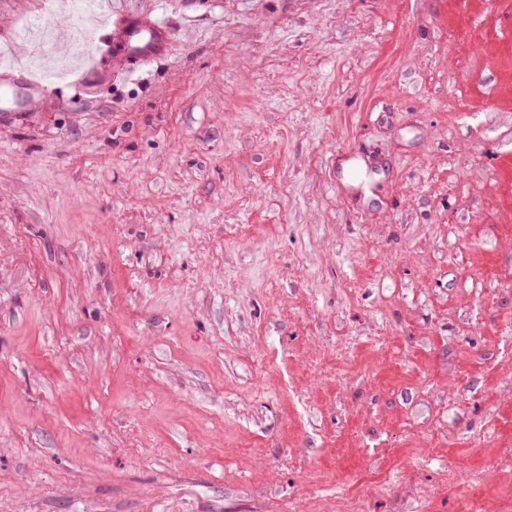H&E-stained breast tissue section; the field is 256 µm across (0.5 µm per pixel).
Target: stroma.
I'll return each instance as SVG.
<instances>
[{
    "label": "stroma",
    "instance_id": "stroma-1",
    "mask_svg": "<svg viewBox=\"0 0 512 512\" xmlns=\"http://www.w3.org/2000/svg\"><path fill=\"white\" fill-rule=\"evenodd\" d=\"M94 9L0 0V512H512V0ZM127 49L142 58H150L156 55L157 50L164 47L165 41L162 37V31L157 29L154 38L150 35L148 38L142 35V31L131 26L127 32Z\"/></svg>",
    "mask_w": 512,
    "mask_h": 512
}]
</instances>
